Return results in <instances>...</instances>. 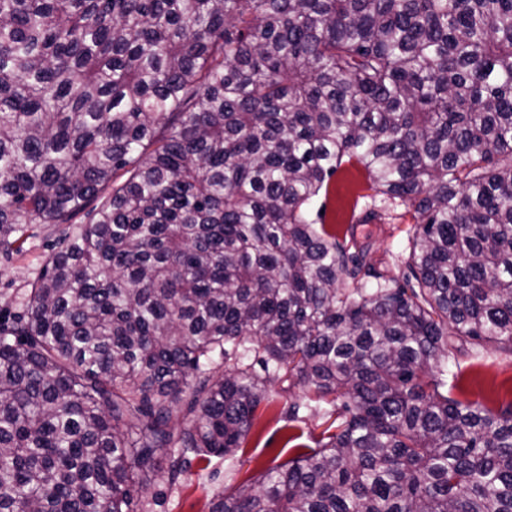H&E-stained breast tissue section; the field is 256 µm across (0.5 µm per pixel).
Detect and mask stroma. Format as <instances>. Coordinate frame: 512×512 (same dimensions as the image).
<instances>
[{"instance_id": "obj_1", "label": "stroma", "mask_w": 512, "mask_h": 512, "mask_svg": "<svg viewBox=\"0 0 512 512\" xmlns=\"http://www.w3.org/2000/svg\"><path fill=\"white\" fill-rule=\"evenodd\" d=\"M321 222L337 238H368L370 261L389 276L403 278L408 269L413 226L410 209L398 199L374 192L366 172L343 165L322 199ZM376 212L363 223L366 212ZM55 238L51 225L30 224L12 257L0 258V311L18 310V296L40 274L48 245ZM452 394L491 408L512 403V353L492 344L467 345L448 357ZM308 391L289 381H274L269 400L256 411L242 446L231 456H190L179 483L151 486L149 512H211L224 494L241 486L256 487L265 469L288 462L299 449L316 447L325 428L322 413L306 409ZM301 404L300 418L289 421L288 408Z\"/></svg>"}]
</instances>
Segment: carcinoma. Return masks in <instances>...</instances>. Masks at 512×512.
Instances as JSON below:
<instances>
[{"label":"carcinoma","mask_w":512,"mask_h":512,"mask_svg":"<svg viewBox=\"0 0 512 512\" xmlns=\"http://www.w3.org/2000/svg\"><path fill=\"white\" fill-rule=\"evenodd\" d=\"M345 162L415 213L401 281L310 219ZM26 224L0 512H147L290 379L326 437L212 512H512V404L448 390L512 352V0H0L5 258ZM24 236L18 243L19 249L9 259L0 254V309L1 316L18 310L17 296L30 287L43 268L47 245L57 234L53 224H26ZM448 379L460 400L506 406L512 403V354L492 344L466 345L449 354Z\"/></svg>","instance_id":"1"}]
</instances>
